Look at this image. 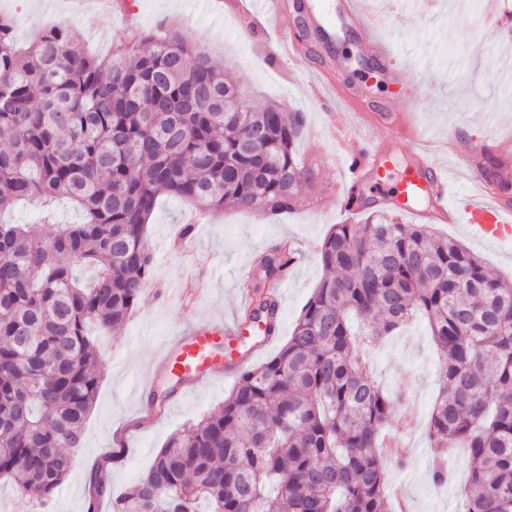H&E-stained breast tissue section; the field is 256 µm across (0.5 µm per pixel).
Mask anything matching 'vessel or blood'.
I'll return each instance as SVG.
<instances>
[{
  "label": "vessel or blood",
  "instance_id": "b4317fda",
  "mask_svg": "<svg viewBox=\"0 0 512 512\" xmlns=\"http://www.w3.org/2000/svg\"><path fill=\"white\" fill-rule=\"evenodd\" d=\"M270 29L279 35L287 51H294L288 20L293 12L287 0H261ZM390 154L386 143L374 144L367 153L351 166L356 178H367L374 184H383L389 170ZM398 201L403 212L415 214L411 200L425 193L431 198L430 215L434 218L455 221L466 219L473 230L488 240L496 241L512 236V225L504 219L503 212L482 206L457 209L448 198V178L425 156H417L401 174ZM239 328L221 322L194 325L178 339L162 359L163 368L170 374L188 381L201 383L222 374L224 352L238 342Z\"/></svg>",
  "mask_w": 512,
  "mask_h": 512
}]
</instances>
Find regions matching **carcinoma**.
<instances>
[{
    "instance_id": "obj_1",
    "label": "carcinoma",
    "mask_w": 512,
    "mask_h": 512,
    "mask_svg": "<svg viewBox=\"0 0 512 512\" xmlns=\"http://www.w3.org/2000/svg\"><path fill=\"white\" fill-rule=\"evenodd\" d=\"M205 46L166 25L89 52L66 23L17 49L0 12V212L23 202L37 224L0 223V479L47 500L71 472L101 371L90 322L119 332L152 278L147 236L167 194L217 212L282 215L314 178L296 146L304 118L245 108ZM66 198L80 224L62 226ZM326 275L277 354L247 366L224 405L173 435L133 489L114 494L105 457L88 512H386L383 429L395 401L369 351L427 320L444 387L426 437L432 481L462 453L456 512H512V282L428 224L372 215L322 240ZM293 262L259 261L263 279ZM94 279L81 285L76 269ZM278 303L255 284L246 317L276 328Z\"/></svg>"
}]
</instances>
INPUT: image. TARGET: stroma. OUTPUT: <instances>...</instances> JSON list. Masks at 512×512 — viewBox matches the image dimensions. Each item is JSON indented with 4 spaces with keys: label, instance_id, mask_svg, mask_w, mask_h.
Wrapping results in <instances>:
<instances>
[{
    "label": "stroma",
    "instance_id": "obj_1",
    "mask_svg": "<svg viewBox=\"0 0 512 512\" xmlns=\"http://www.w3.org/2000/svg\"><path fill=\"white\" fill-rule=\"evenodd\" d=\"M124 8L103 10L96 0H0V11L16 20V39L25 46L53 23L78 27L94 51L108 54L131 28L158 23L186 32L223 63L249 102L270 100L284 113H303L311 136L298 155L314 168V182L299 189L301 205L290 214L267 216L226 209L201 214L179 198L165 196L151 217L148 239L158 285L142 294L119 333L90 327L103 374L71 473L46 501L18 499L10 483L0 481V512H87V478L99 460L120 453L111 470L113 487L132 486L150 468L157 453L176 432L186 429L224 403L236 384L219 375L194 387L174 385L157 368L165 350L192 323L233 322L244 310L245 284L258 276L255 259L287 243L295 252L288 288L279 300L276 337L251 349H239L257 365L287 340L304 304L324 270L318 249L336 224H354L378 210L392 209L400 173L418 149L433 152L448 170L450 193L460 206L476 201L505 204L511 198L490 193L481 177L487 159L512 168V0H504L492 19L452 7L451 0H423L410 9L406 0H360L372 18L371 33L353 24L336 29L334 40L318 41L315 32L294 30L300 54L284 55L266 32L256 0H124ZM382 43L387 58L374 68L370 41ZM364 88L372 124L350 116L335 86ZM411 110L419 139H390V112ZM389 140L391 174L384 185L362 184L366 206L349 209L345 169L375 140ZM440 233L459 240L484 261L491 275L512 280V238L495 243L478 240L465 223H441ZM379 382L396 401L386 429L391 441L411 444L406 464L389 466V483L401 498H389L388 512H454L468 472L463 458L448 468V485L437 490L431 479V452L424 435L442 386L438 355L422 321L388 337L371 353ZM175 387L162 413L145 416L150 396Z\"/></svg>",
    "mask_w": 512,
    "mask_h": 512
}]
</instances>
